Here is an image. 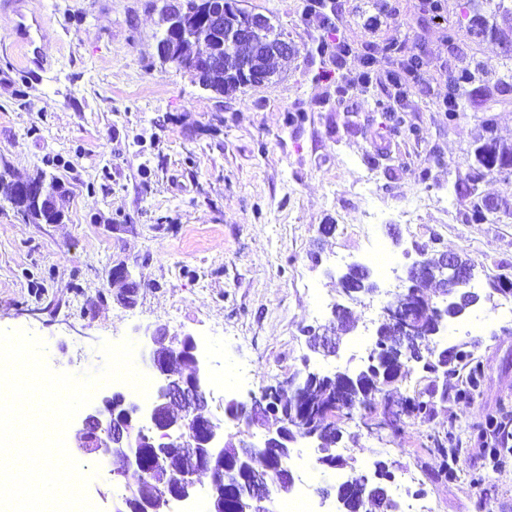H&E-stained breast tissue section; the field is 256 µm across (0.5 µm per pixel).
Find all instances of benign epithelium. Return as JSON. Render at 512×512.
<instances>
[{"instance_id":"1","label":"benign epithelium","mask_w":512,"mask_h":512,"mask_svg":"<svg viewBox=\"0 0 512 512\" xmlns=\"http://www.w3.org/2000/svg\"><path fill=\"white\" fill-rule=\"evenodd\" d=\"M171 17L179 23L166 29L158 40V53L162 64L183 69L193 76L199 75L201 67L208 64L226 63L243 74L250 73L258 57H268V61L285 59L296 53V48L288 41L270 44L262 37L264 15L245 12L248 23L224 35L222 50L224 55L214 54L202 58L177 55L168 48L179 40L194 38L198 29H219L223 26V11L213 9L212 4L197 13H189L182 7L172 5ZM17 196L37 203L57 200L62 186L50 190L42 182L27 179L12 183ZM440 270L437 279L440 296L454 297L457 288L469 279V270L454 254L440 253ZM111 281L124 283L119 289L117 301L131 307L138 296L136 280L125 265L112 268ZM409 282L406 293L411 296L407 307H395L388 302L381 308L378 324L394 328L401 346L397 358L410 364L409 350L417 344L420 330L417 328V312L423 310L420 292L422 277L419 267L412 268L407 275ZM149 345V358L155 380V391L147 403L135 404L119 393L101 398L90 409L81 422L78 431L76 451L91 455L97 461L119 457L124 467L117 476L127 479L139 473L147 462L157 463L151 472L148 485L137 492L122 497L121 506L115 512H172L175 502L197 499V479L200 473L211 474V483L206 495V512H224V500H232L233 512H275V498L270 488L267 470L252 469L251 483L238 488L224 481V476H215V468L224 465V445L227 439L224 424L208 418L204 408L208 405L210 393L204 378L206 364L202 360L197 340L189 333L178 334L165 325L156 327L146 336ZM340 341L333 340L324 333L313 343L314 352L323 357L335 356ZM281 395L278 389H264L258 396H251L246 403L234 397L224 399V415L234 421L238 413H248L254 423H259L269 414L280 413ZM305 439L322 447L319 434H293L287 424L268 431L263 442L256 445L245 439L239 447L244 449L243 457H235L234 463L248 462L255 458L254 448H272L278 458H288L298 440Z\"/></svg>"}]
</instances>
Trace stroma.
Returning <instances> with one entry per match:
<instances>
[{
  "mask_svg": "<svg viewBox=\"0 0 512 512\" xmlns=\"http://www.w3.org/2000/svg\"><path fill=\"white\" fill-rule=\"evenodd\" d=\"M168 2L0 0V174L43 172L68 188L59 224L26 222L0 196V330L29 331L44 341L52 370L76 375L102 367L103 342L135 343L145 372L147 330L193 334L210 361L206 413L220 420L225 367L245 368L233 390L243 401L305 367L357 372L366 355L356 342L373 338L419 248L468 256L481 300L442 336L481 361L480 389L466 400L449 394L429 421L405 419L397 434L337 417L343 437L335 450L360 474L384 461L389 495L412 475L440 512H512V447L495 468L470 436L488 417L512 413V317L491 313L505 299L499 278L512 280V177L478 183L479 195L499 204L489 223H466L469 198L449 196L475 166L485 114L495 119L494 137L512 143V88L497 82L506 63L499 40L474 37L462 0H444L439 21L425 0H387L371 33L359 15L374 2L355 0L338 22L352 48L339 67L317 53L323 29L319 18H302L304 0H242L296 53L270 82L219 97L187 72L162 67L157 42ZM24 16L39 19L45 57L32 76L11 64L21 55L11 35ZM367 51L381 71L419 55L424 83L393 107L423 139L393 134L387 113L369 104L379 88L346 86ZM476 65L482 89L448 123L437 105L448 77ZM297 111L304 120L289 123ZM432 148L442 164L429 165ZM392 226L399 238H390ZM374 235L399 259L396 280L349 300L341 278L349 264L365 263ZM339 255L345 263H336ZM120 262L140 284L131 308L116 301L109 281ZM338 304L348 306L353 329L325 358L306 330L327 326ZM452 423L462 433L457 477L448 481L427 446ZM79 464L91 476L90 502L114 512L127 492L119 461ZM475 472L482 483L471 482Z\"/></svg>",
  "mask_w": 512,
  "mask_h": 512,
  "instance_id": "stroma-1",
  "label": "stroma"
}]
</instances>
